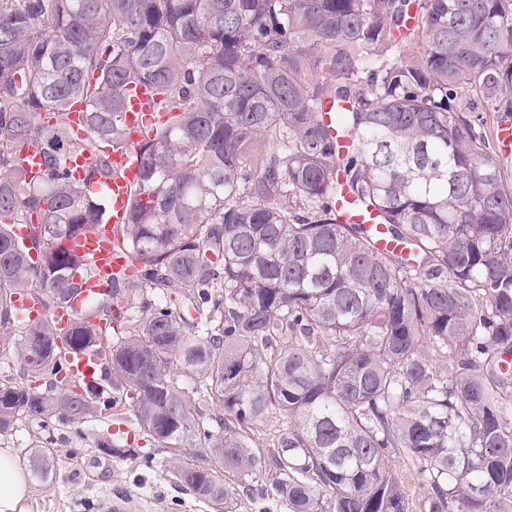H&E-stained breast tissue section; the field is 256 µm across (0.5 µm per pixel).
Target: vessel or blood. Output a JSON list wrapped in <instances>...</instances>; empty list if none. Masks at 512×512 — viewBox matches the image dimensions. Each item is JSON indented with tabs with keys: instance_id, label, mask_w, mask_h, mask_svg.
<instances>
[{
	"instance_id": "obj_1",
	"label": "vessel or blood",
	"mask_w": 512,
	"mask_h": 512,
	"mask_svg": "<svg viewBox=\"0 0 512 512\" xmlns=\"http://www.w3.org/2000/svg\"><path fill=\"white\" fill-rule=\"evenodd\" d=\"M156 111V98L146 86L126 87L121 121L131 146L150 135ZM131 146L111 153L112 167L117 176L108 186L109 219L69 243L71 250L88 261L90 271L82 281L80 293L69 307L54 310L53 318L59 324H68L86 303L109 295L113 286L128 281L136 270L137 263L127 250L123 236L130 192L140 179L139 161ZM336 209L348 223L373 229L378 248L395 249V241L387 236L384 226L377 224L374 215L356 210L344 197L337 200ZM12 301L19 315L28 320H37L45 313L40 300L32 295H16ZM63 361L73 381L84 384L95 382L101 365L95 353L67 351L63 354Z\"/></svg>"
}]
</instances>
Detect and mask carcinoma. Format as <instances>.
Masks as SVG:
<instances>
[{
	"instance_id": "obj_1",
	"label": "carcinoma",
	"mask_w": 512,
	"mask_h": 512,
	"mask_svg": "<svg viewBox=\"0 0 512 512\" xmlns=\"http://www.w3.org/2000/svg\"><path fill=\"white\" fill-rule=\"evenodd\" d=\"M141 83L168 120L138 145L140 279L104 347L110 300L63 327L11 297L78 293L65 242L107 220L90 187L114 173L96 153L78 185L64 161L126 146ZM470 97L512 112V0H0V327L29 381L0 377V436L129 405L214 512L265 469L290 512H407L395 454L424 512H512V187ZM83 100L82 143L40 120ZM341 194L404 248L341 222ZM62 347L103 354L100 382L75 391ZM49 444L26 449L41 479ZM389 464L398 475L405 490L409 512H424L421 509L423 490L416 470L399 455L391 456Z\"/></svg>"
}]
</instances>
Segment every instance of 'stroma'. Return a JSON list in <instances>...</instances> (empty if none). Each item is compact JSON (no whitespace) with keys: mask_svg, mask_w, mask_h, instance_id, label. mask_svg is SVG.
<instances>
[{"mask_svg":"<svg viewBox=\"0 0 512 512\" xmlns=\"http://www.w3.org/2000/svg\"><path fill=\"white\" fill-rule=\"evenodd\" d=\"M126 423L129 430L123 433L103 418L69 427L26 420L1 437V444L18 452L48 435L56 443L52 476L31 481V512H213L158 463H145V456L158 450L142 436L134 417ZM103 440L123 448L124 456L99 449Z\"/></svg>","mask_w":512,"mask_h":512,"instance_id":"35a3bbf8","label":"stroma"}]
</instances>
